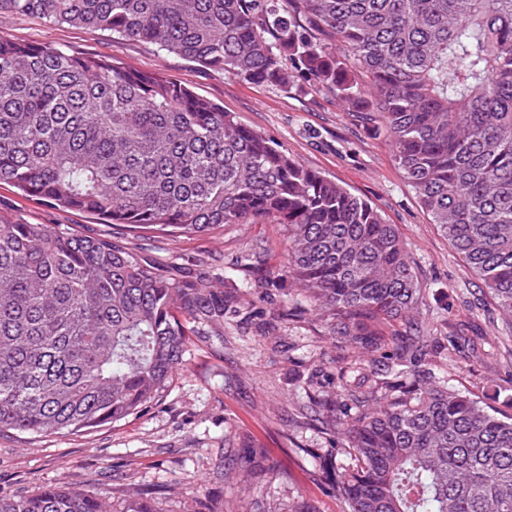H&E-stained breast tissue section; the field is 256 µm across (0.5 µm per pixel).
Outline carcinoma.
Wrapping results in <instances>:
<instances>
[{
	"label": "carcinoma",
	"instance_id": "carcinoma-1",
	"mask_svg": "<svg viewBox=\"0 0 512 512\" xmlns=\"http://www.w3.org/2000/svg\"><path fill=\"white\" fill-rule=\"evenodd\" d=\"M305 19L296 22L294 14ZM107 31L285 88L295 65L381 120L433 223L512 316V0H0V16ZM110 224L177 238L269 221L285 277L340 342L384 368L311 403L345 437V512H512V415L448 389V350L395 225L179 81L0 37V183ZM236 292L181 279L107 236L0 216V431L89 432L146 411L199 326ZM0 512H112L49 486Z\"/></svg>",
	"mask_w": 512,
	"mask_h": 512
}]
</instances>
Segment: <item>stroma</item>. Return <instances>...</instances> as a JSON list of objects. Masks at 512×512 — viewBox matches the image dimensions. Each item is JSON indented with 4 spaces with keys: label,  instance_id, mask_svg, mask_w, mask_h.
I'll list each match as a JSON object with an SVG mask.
<instances>
[{
    "label": "stroma",
    "instance_id": "obj_1",
    "mask_svg": "<svg viewBox=\"0 0 512 512\" xmlns=\"http://www.w3.org/2000/svg\"><path fill=\"white\" fill-rule=\"evenodd\" d=\"M0 36L114 56L181 81L367 200L396 225L415 260L424 292L421 319L431 320L448 306L441 335L465 331L486 352L483 361L472 363L465 352L449 350L439 362V377L449 389L481 398L512 383V319L487 302L480 280L432 224L386 135L344 110L333 94L302 76L285 88L250 83L151 43L33 17H1ZM0 214L59 231L112 236L182 273L206 269L216 288L241 297L240 313L225 321L223 335L203 327L163 399L140 416L90 433L34 438L0 432L1 497L77 485L106 493L112 512H124L128 495L141 489L154 512H343L322 464L335 458L341 437L303 418L299 408L309 398L330 395L341 367L358 361L369 370L382 354L334 340L310 311L282 322L273 334L258 331L259 321L280 302L304 297L289 280L280 290L258 286L266 272L287 263L283 225L233 224L215 234L143 239L123 225L30 200L7 183H0Z\"/></svg>",
    "mask_w": 512,
    "mask_h": 512
}]
</instances>
